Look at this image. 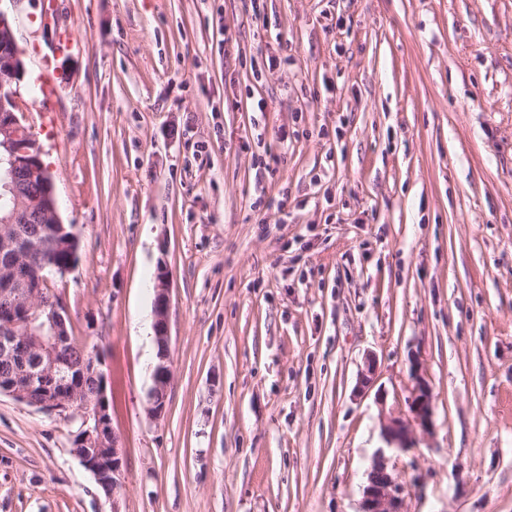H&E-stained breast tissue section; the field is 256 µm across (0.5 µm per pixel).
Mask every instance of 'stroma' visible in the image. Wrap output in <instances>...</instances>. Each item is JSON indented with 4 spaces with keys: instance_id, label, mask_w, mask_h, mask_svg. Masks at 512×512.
Listing matches in <instances>:
<instances>
[{
    "instance_id": "obj_1",
    "label": "stroma",
    "mask_w": 512,
    "mask_h": 512,
    "mask_svg": "<svg viewBox=\"0 0 512 512\" xmlns=\"http://www.w3.org/2000/svg\"><path fill=\"white\" fill-rule=\"evenodd\" d=\"M42 2L0 10L124 479L106 499L79 421L1 395L0 512H359L417 373L409 512H512V0ZM64 28L48 120L32 45ZM166 271H160L158 274V283L155 288L154 298V320L153 332L158 346H162L163 353L158 356V362L155 364L152 372L153 387L149 393L152 403V412L161 414L165 407V402L158 400L157 392L165 386V380L169 379L171 367L168 355V337H169V296L166 283ZM416 379L415 396L411 403L413 421L421 429L426 430L432 424V397L428 385L418 376Z\"/></svg>"
}]
</instances>
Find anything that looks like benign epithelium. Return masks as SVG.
<instances>
[{
    "label": "benign epithelium",
    "instance_id": "obj_1",
    "mask_svg": "<svg viewBox=\"0 0 512 512\" xmlns=\"http://www.w3.org/2000/svg\"><path fill=\"white\" fill-rule=\"evenodd\" d=\"M25 67L17 47L10 17L0 11V165L5 166L0 187L12 196L13 208L0 216V253L8 254L7 266H0V280L11 296L7 312L0 314V355L17 359L13 371L0 378V394L43 413L65 419H80L73 440V454L92 473L96 482L107 486L112 496L122 483L120 448L112 431L106 396L107 377L98 354L82 347L84 359L71 367L57 357L60 348L72 343L68 316L62 302L47 295L46 285L52 273H64L71 265L46 261L23 280L15 278L17 268L27 264L40 241L17 233L20 224H56L57 248L75 258L78 239L62 225L54 184L43 160L38 140L30 134L20 106V83ZM169 296L166 272L158 274L155 288L153 332L163 353L152 372L149 393L152 412L159 414L165 402L157 392L169 379L168 355ZM97 379L96 397L83 398L85 377ZM413 421L426 430L432 424V397L428 385L416 378L411 403ZM387 447L399 452L412 448L409 424L401 419L386 421L382 429ZM360 512H408L405 487L388 472L383 456H378L369 471L363 489Z\"/></svg>",
    "mask_w": 512,
    "mask_h": 512
}]
</instances>
